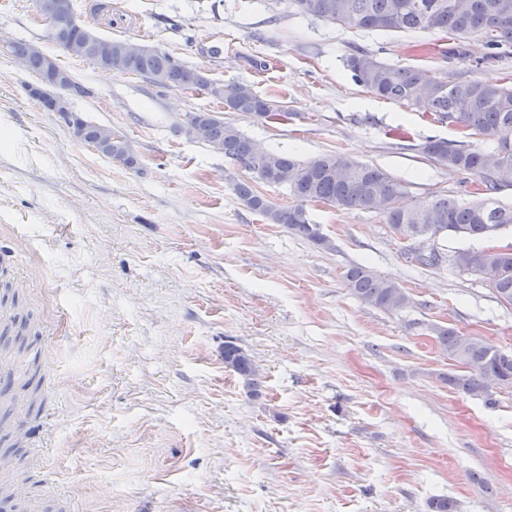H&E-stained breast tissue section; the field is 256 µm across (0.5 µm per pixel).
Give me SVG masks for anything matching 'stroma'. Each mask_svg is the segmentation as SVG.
Returning <instances> with one entry per match:
<instances>
[{
    "instance_id": "35a3bbf8",
    "label": "stroma",
    "mask_w": 512,
    "mask_h": 512,
    "mask_svg": "<svg viewBox=\"0 0 512 512\" xmlns=\"http://www.w3.org/2000/svg\"><path fill=\"white\" fill-rule=\"evenodd\" d=\"M98 35L133 39L240 82L285 106L275 123L225 111L196 88L161 89L66 55L35 0H0V45L35 41L93 91L76 115L125 135L131 168L79 139L29 93L36 74L0 48V258L15 262V309L0 350L36 376L10 384L42 412L13 432L0 409V455L25 477L0 512H512V391L485 402L440 381L455 366L424 324L512 350V308L451 264L412 265L379 214L309 206L329 247L249 210L247 179L183 130L216 112L259 145L298 159L326 152L409 182L411 200L471 201L472 176L428 161L427 139L455 128L377 98L344 61L355 49L460 81L512 75V47L460 55L437 32L363 31L295 14L288 0H73ZM362 263L413 305L389 313L350 294ZM236 341L262 373V396L225 368Z\"/></svg>"
}]
</instances>
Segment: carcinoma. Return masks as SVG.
I'll return each instance as SVG.
<instances>
[{"mask_svg": "<svg viewBox=\"0 0 512 512\" xmlns=\"http://www.w3.org/2000/svg\"><path fill=\"white\" fill-rule=\"evenodd\" d=\"M295 13L327 24L367 31H437L453 40L480 35L490 49L512 45V0H290ZM356 83L377 97L430 115L437 123L453 125L466 137L478 136L490 143L483 147L429 139L420 151L448 170L479 178L480 198L462 204L453 198L435 196L420 199L407 207L408 183L381 168L362 163L335 152L308 160L290 154L268 151L260 157L247 180L233 183V190L250 210L270 224H280L294 235L316 244L325 237L309 219L307 206L330 205L339 210L375 211L379 198L392 200L393 207L383 220L391 232H398L411 253V240L421 227L443 239L456 236L474 240L491 238L512 228V206H501L491 194L512 186V86L478 81L439 79L432 71L414 66H397L357 49L346 59ZM146 79L162 78L166 89L196 87L207 91L213 82L197 68H190L165 51L155 49L133 59L113 64ZM244 84L222 85L224 110L240 112L259 120L284 111V107L254 92L242 94ZM204 142L219 147L232 164L250 163L254 140L230 123L210 117ZM104 156L133 167L137 164L122 136L112 142V153ZM344 174L337 175L338 169ZM269 186L285 187L293 204L280 207L259 194L258 180ZM465 272L485 281L499 303L512 307V246L468 249ZM346 288L358 300L389 313L401 305L412 304L411 296L396 282L370 267L356 264L344 273ZM441 351L463 368L460 373L440 376L453 389L475 398L490 400V384L497 380L512 382V359L499 357L497 347L484 339L460 347V331L432 324ZM224 366L244 378L253 397L260 396L259 369L251 355L232 341L224 342Z\"/></svg>", "mask_w": 512, "mask_h": 512, "instance_id": "1", "label": "carcinoma"}]
</instances>
